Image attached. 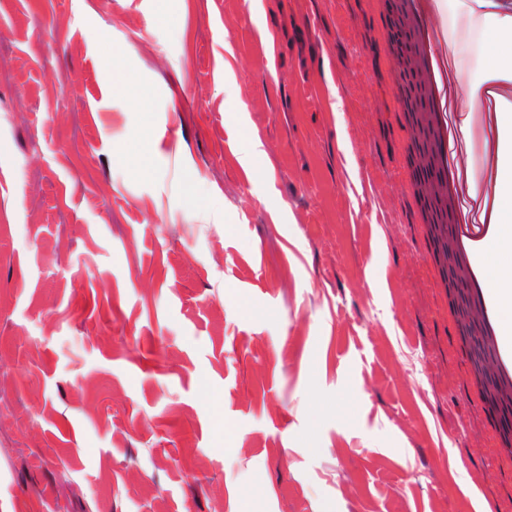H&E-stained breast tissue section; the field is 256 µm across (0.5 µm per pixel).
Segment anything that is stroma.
<instances>
[{"instance_id": "obj_1", "label": "stroma", "mask_w": 512, "mask_h": 512, "mask_svg": "<svg viewBox=\"0 0 512 512\" xmlns=\"http://www.w3.org/2000/svg\"><path fill=\"white\" fill-rule=\"evenodd\" d=\"M482 12L429 19L457 108ZM385 22L379 0H0V512H512ZM110 45L150 112L109 95ZM488 137L453 135L479 186Z\"/></svg>"}]
</instances>
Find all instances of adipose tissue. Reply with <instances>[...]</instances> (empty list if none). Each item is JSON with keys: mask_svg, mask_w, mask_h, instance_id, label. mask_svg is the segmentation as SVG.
I'll list each match as a JSON object with an SVG mask.
<instances>
[{"mask_svg": "<svg viewBox=\"0 0 512 512\" xmlns=\"http://www.w3.org/2000/svg\"><path fill=\"white\" fill-rule=\"evenodd\" d=\"M485 33L493 43L485 66L493 81L512 83V15L490 13ZM488 119L497 130L488 146V188L478 203L486 231L477 244L474 273L483 289L502 343L512 342V113L494 110Z\"/></svg>", "mask_w": 512, "mask_h": 512, "instance_id": "ef3b65f1", "label": "adipose tissue"}]
</instances>
